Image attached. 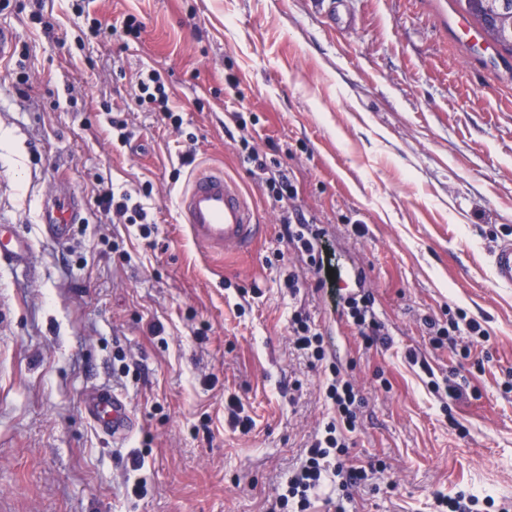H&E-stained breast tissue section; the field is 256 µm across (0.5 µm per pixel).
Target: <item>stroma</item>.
<instances>
[{
  "instance_id": "1",
  "label": "stroma",
  "mask_w": 512,
  "mask_h": 512,
  "mask_svg": "<svg viewBox=\"0 0 512 512\" xmlns=\"http://www.w3.org/2000/svg\"><path fill=\"white\" fill-rule=\"evenodd\" d=\"M345 9L355 26L339 35L319 0H0L16 35L0 62V226L29 246L0 262V512H266L330 419L332 364L365 399L352 455L386 465L351 512H429L435 493L462 489L512 503V288L491 264L512 239V59L472 55L458 0ZM149 69L181 128L139 105ZM235 111L245 129L225 127ZM244 138L262 154L280 145L282 204L244 164ZM203 167L254 200L252 253H208L179 223L177 198ZM61 180L83 214L63 244L40 222ZM105 182L149 194L150 237L101 211ZM285 208L317 226L337 276L366 268L391 348H364L338 322L280 237ZM296 311L321 333L323 363L297 350ZM458 311L491 338L485 373L431 344L428 321ZM409 350L468 376L466 393L434 394ZM100 387L124 398L128 439L82 413ZM233 398L249 432L230 423Z\"/></svg>"
}]
</instances>
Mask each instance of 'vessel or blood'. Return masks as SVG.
<instances>
[{
  "instance_id": "1",
  "label": "vessel or blood",
  "mask_w": 512,
  "mask_h": 512,
  "mask_svg": "<svg viewBox=\"0 0 512 512\" xmlns=\"http://www.w3.org/2000/svg\"><path fill=\"white\" fill-rule=\"evenodd\" d=\"M82 209L70 194L47 201L42 222L47 235L59 242L68 239ZM179 220L194 241L212 253L252 252L262 227L238 183L222 169L208 168L194 174L178 201ZM498 284L512 287V240L503 241L493 255ZM92 422L113 439L127 437L133 422L124 399L111 392H92L82 402Z\"/></svg>"
}]
</instances>
